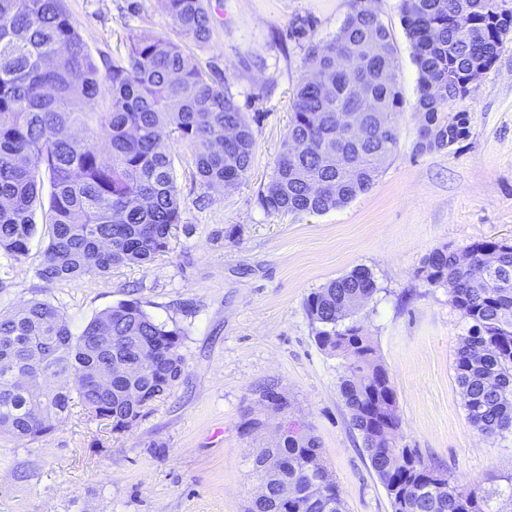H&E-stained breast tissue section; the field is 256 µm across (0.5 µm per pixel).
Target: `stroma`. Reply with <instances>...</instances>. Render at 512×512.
<instances>
[{
	"instance_id": "35a3bbf8",
	"label": "stroma",
	"mask_w": 512,
	"mask_h": 512,
	"mask_svg": "<svg viewBox=\"0 0 512 512\" xmlns=\"http://www.w3.org/2000/svg\"><path fill=\"white\" fill-rule=\"evenodd\" d=\"M65 5L93 54L108 60L124 55L133 32L186 45L249 117L253 161L241 184L219 193L192 177L189 152L170 142L183 225L149 267L42 280L50 227L40 221L22 261L0 252V313L47 301L77 333L135 300L184 331L186 360L171 395L124 433L75 405L35 441L0 435V512H247L259 492L247 458L279 437L281 416L261 400L267 387L319 440L347 512H392L339 393L343 360L317 345L305 308L310 293L358 268L376 284L357 317L396 392L404 444L458 483L500 485L512 473V433L487 436L470 425L454 371L469 325L447 289L416 271L444 246L512 241V32L455 104L468 116V136L421 153L418 73L400 0H371L395 50L404 99L398 147L381 159L372 187L345 206L284 215L265 212L259 195L288 131L305 49L335 37L351 0H211L206 43L188 40L156 0ZM248 418L260 425L247 434Z\"/></svg>"
}]
</instances>
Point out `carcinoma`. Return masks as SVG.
I'll use <instances>...</instances> for the list:
<instances>
[{"instance_id":"1","label":"carcinoma","mask_w":512,"mask_h":512,"mask_svg":"<svg viewBox=\"0 0 512 512\" xmlns=\"http://www.w3.org/2000/svg\"><path fill=\"white\" fill-rule=\"evenodd\" d=\"M158 2L186 35L210 39L209 0ZM365 2L352 0L335 38L307 46L288 132L259 197L268 213L323 214L349 203L372 186L379 159L398 145L395 50ZM400 11L418 71L415 111L425 122L416 149L450 147L469 133L453 105L472 73L496 60L512 10L499 0H401ZM362 93L379 103L381 119L358 133L340 129ZM165 129L190 150L208 189L233 188L250 170V121L229 87L180 44L160 33L132 34L125 55L101 65L64 0H0L1 252L16 261L28 254L40 210L51 225L37 270L43 280L80 281L167 254L182 207ZM467 252L464 264L456 252L436 249L418 275L448 289L471 323L456 352L457 382L471 426L502 434L512 431V242L475 241ZM374 292L372 273L358 268L311 293L306 309L317 344L346 360L339 391L392 512H493L494 499H512V476L484 490L457 483L398 439L374 446L380 426L400 428L397 415L387 423L375 406L396 393L372 338L354 320ZM182 336L137 301L100 312L78 334L49 302L0 313V433L29 442L55 429L73 389L89 418L109 422L114 434L126 431L181 379ZM143 355L153 360L148 370ZM117 363L120 374L101 372ZM251 464L263 497L248 512H346L304 423L293 420Z\"/></svg>"}]
</instances>
